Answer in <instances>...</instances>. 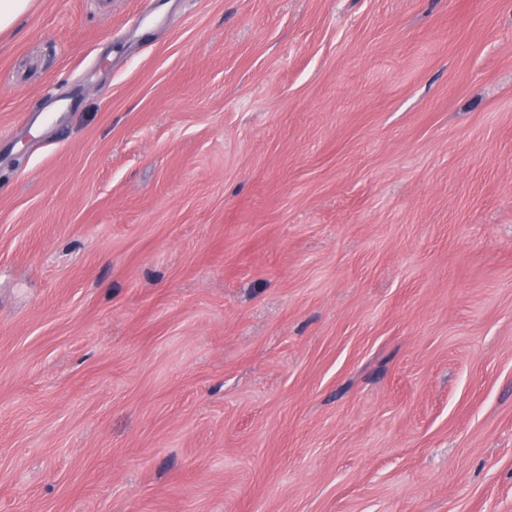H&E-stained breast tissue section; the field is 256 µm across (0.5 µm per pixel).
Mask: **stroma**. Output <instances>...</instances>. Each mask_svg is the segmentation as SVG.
I'll use <instances>...</instances> for the list:
<instances>
[{"instance_id":"35a3bbf8","label":"stroma","mask_w":512,"mask_h":512,"mask_svg":"<svg viewBox=\"0 0 512 512\" xmlns=\"http://www.w3.org/2000/svg\"><path fill=\"white\" fill-rule=\"evenodd\" d=\"M0 512H512V0L0 31Z\"/></svg>"}]
</instances>
